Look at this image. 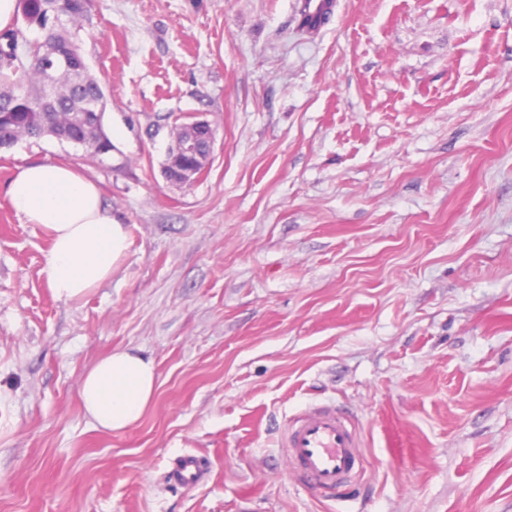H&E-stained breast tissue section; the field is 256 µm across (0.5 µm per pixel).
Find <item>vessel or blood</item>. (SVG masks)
Here are the masks:
<instances>
[{
  "label": "vessel or blood",
  "mask_w": 512,
  "mask_h": 512,
  "mask_svg": "<svg viewBox=\"0 0 512 512\" xmlns=\"http://www.w3.org/2000/svg\"><path fill=\"white\" fill-rule=\"evenodd\" d=\"M285 447L289 465L320 489H336L360 464V443L355 429L331 407L298 416L288 431ZM203 476L200 459L186 454L180 457L171 478L179 486L189 487Z\"/></svg>",
  "instance_id": "1"
}]
</instances>
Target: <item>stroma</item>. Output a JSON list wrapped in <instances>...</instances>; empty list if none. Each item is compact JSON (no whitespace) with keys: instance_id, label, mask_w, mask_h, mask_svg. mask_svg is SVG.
<instances>
[{"instance_id":"35a3bbf8","label":"stroma","mask_w":512,"mask_h":512,"mask_svg":"<svg viewBox=\"0 0 512 512\" xmlns=\"http://www.w3.org/2000/svg\"><path fill=\"white\" fill-rule=\"evenodd\" d=\"M301 7L90 0L76 41L122 137L0 151V512H512V0H334L311 33ZM193 116L211 158L176 186ZM46 159L128 233L78 301L6 195ZM117 349L158 387L109 432L79 391ZM321 406L364 456L328 494L284 448ZM204 476V467L200 459L193 454H184L178 460L172 472L171 480L182 487L193 486Z\"/></svg>"}]
</instances>
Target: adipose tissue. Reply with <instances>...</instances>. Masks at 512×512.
I'll return each mask as SVG.
<instances>
[{
    "label": "adipose tissue",
    "mask_w": 512,
    "mask_h": 512,
    "mask_svg": "<svg viewBox=\"0 0 512 512\" xmlns=\"http://www.w3.org/2000/svg\"><path fill=\"white\" fill-rule=\"evenodd\" d=\"M7 195L24 223L39 225L50 236L44 271L57 298L87 296L111 278L125 257L124 225L113 218L98 186L73 166L54 161L25 165L10 181ZM156 390L153 361L120 350L86 373L79 395L98 427L122 431L140 420Z\"/></svg>",
    "instance_id": "1"
}]
</instances>
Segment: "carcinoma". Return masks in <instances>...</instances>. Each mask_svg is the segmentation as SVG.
<instances>
[{
    "label": "carcinoma",
    "instance_id": "obj_1",
    "mask_svg": "<svg viewBox=\"0 0 512 512\" xmlns=\"http://www.w3.org/2000/svg\"><path fill=\"white\" fill-rule=\"evenodd\" d=\"M19 6L22 26L0 33V127L31 129L52 117L56 124L50 134L85 143L94 156L111 152L110 137L99 131L105 110L103 82L84 70L69 31L86 17L87 0H19ZM56 22L62 30L47 46L27 36ZM48 47L70 62L52 90L42 71L30 63Z\"/></svg>",
    "mask_w": 512,
    "mask_h": 512
}]
</instances>
